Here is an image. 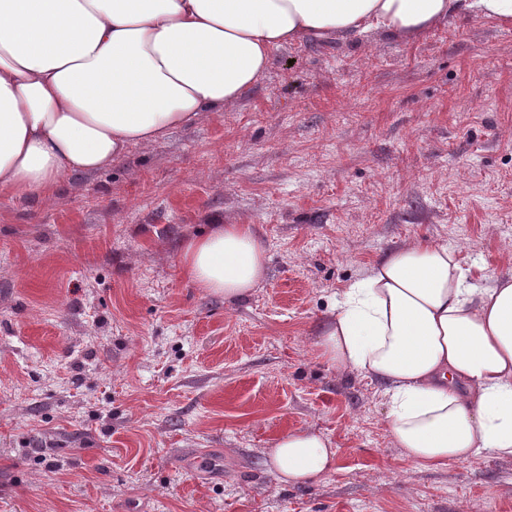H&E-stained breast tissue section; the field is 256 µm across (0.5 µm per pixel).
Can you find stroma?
Listing matches in <instances>:
<instances>
[{
	"label": "stroma",
	"mask_w": 512,
	"mask_h": 512,
	"mask_svg": "<svg viewBox=\"0 0 512 512\" xmlns=\"http://www.w3.org/2000/svg\"><path fill=\"white\" fill-rule=\"evenodd\" d=\"M254 225L237 300L181 272L192 238ZM411 241L470 281L512 275V29L449 19L285 46L243 99L0 198V512H512V457L423 467L381 383L318 360L346 286ZM313 429L319 483L268 450ZM268 456L282 484L313 483L336 467V448L332 440L310 429L281 436Z\"/></svg>",
	"instance_id": "1"
}]
</instances>
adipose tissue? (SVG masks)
Instances as JSON below:
<instances>
[{
  "label": "adipose tissue",
  "mask_w": 512,
  "mask_h": 512,
  "mask_svg": "<svg viewBox=\"0 0 512 512\" xmlns=\"http://www.w3.org/2000/svg\"><path fill=\"white\" fill-rule=\"evenodd\" d=\"M468 16L511 28L512 0H0V194L50 200L62 176L234 106L282 47L371 30L412 40ZM181 267L232 300L265 278L266 249L252 225L219 224ZM316 349L384 385L407 461L512 457V276L478 288L454 250L407 243L344 289ZM268 455L283 484L336 467L310 429Z\"/></svg>",
  "instance_id": "adipose-tissue-1"
}]
</instances>
